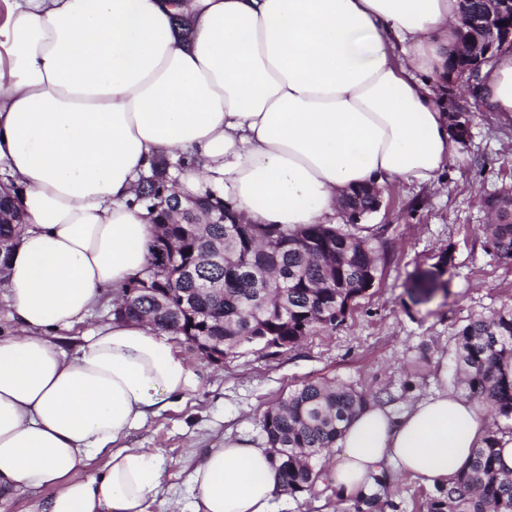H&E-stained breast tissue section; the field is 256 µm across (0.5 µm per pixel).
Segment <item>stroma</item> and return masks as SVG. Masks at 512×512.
<instances>
[{"instance_id":"stroma-1","label":"stroma","mask_w":512,"mask_h":512,"mask_svg":"<svg viewBox=\"0 0 512 512\" xmlns=\"http://www.w3.org/2000/svg\"><path fill=\"white\" fill-rule=\"evenodd\" d=\"M447 97L470 113V137L430 189L401 182L383 187L371 242L384 257L372 288L359 298L343 325L306 336L292 349L246 346L221 362L191 351L183 337L175 346L202 379L186 402L131 432L133 448L156 449L165 479L148 512H167L179 503L189 512L195 492L189 482L194 463L225 435L261 438L264 412L303 381L327 379L372 394L389 390L391 408L402 412L416 392L437 387L440 355L452 354L454 335L470 317L512 306V261L487 255L482 246L488 221L485 199L512 187V126L495 122L475 103V92L450 84ZM454 266L446 291L427 302L413 299L406 282L415 269H428L443 251ZM434 487L407 476L392 477L393 512H426ZM329 480L298 497L282 496L280 512H348Z\"/></svg>"}]
</instances>
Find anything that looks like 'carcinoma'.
I'll return each instance as SVG.
<instances>
[{
    "mask_svg": "<svg viewBox=\"0 0 512 512\" xmlns=\"http://www.w3.org/2000/svg\"><path fill=\"white\" fill-rule=\"evenodd\" d=\"M190 164L156 160L142 177L135 202L155 214L156 236L146 268L130 277L116 319L144 321L176 336H214L224 356L234 355L256 336H267L277 348L292 349L306 336L341 325L346 301L366 292L364 272L377 266L379 249L357 235L355 224H307L295 231L244 224L216 192L190 204L172 192V169ZM509 195L487 199L494 221L485 225L483 248L512 260V206ZM375 198L358 190L342 204L351 212L370 214ZM22 215L0 198V279L5 276ZM453 267L452 251L430 270L413 275L410 291H427L442 283ZM195 294L193 311L180 303ZM455 372L462 395L487 406L495 419L512 421V308L476 316L455 334ZM382 394L367 395L330 380L304 381L269 407L260 421L274 465L288 455V469L278 472L280 491L297 496L326 475L323 453L336 447L352 417ZM492 430L472 451L467 466L452 481L435 485L438 495L427 512H512V470L498 467V434ZM387 475L373 477L377 491L360 493L353 512H384Z\"/></svg>",
    "mask_w": 512,
    "mask_h": 512,
    "instance_id": "cac0c4a2",
    "label": "carcinoma"
}]
</instances>
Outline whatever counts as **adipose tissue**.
<instances>
[{"label":"adipose tissue","instance_id":"obj_1","mask_svg":"<svg viewBox=\"0 0 512 512\" xmlns=\"http://www.w3.org/2000/svg\"><path fill=\"white\" fill-rule=\"evenodd\" d=\"M461 0H0V190L24 218L0 295V512H147L164 469L124 441L198 391L167 333L115 320L57 342L148 263L139 176L191 158L175 189L218 191L250 224H327L352 189L435 184L448 130ZM191 24V39L176 28ZM477 105L512 121V46L484 63ZM489 432L436 389L400 415L371 404L337 446L339 497L394 466L451 479ZM103 465L88 466L94 459ZM193 512H279L265 442L226 436L190 473Z\"/></svg>","mask_w":512,"mask_h":512}]
</instances>
